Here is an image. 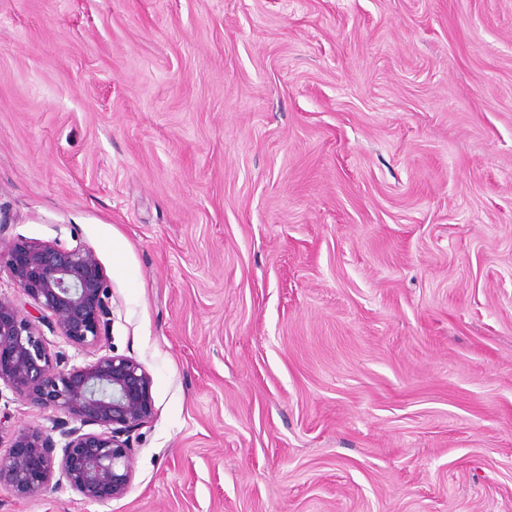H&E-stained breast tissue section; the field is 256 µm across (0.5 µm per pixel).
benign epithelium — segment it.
Instances as JSON below:
<instances>
[{
	"instance_id": "benign-epithelium-1",
	"label": "benign epithelium",
	"mask_w": 512,
	"mask_h": 512,
	"mask_svg": "<svg viewBox=\"0 0 512 512\" xmlns=\"http://www.w3.org/2000/svg\"><path fill=\"white\" fill-rule=\"evenodd\" d=\"M5 254L25 301L0 296V384L55 413L53 428L64 444L56 448L41 429L13 430L8 452L0 454V489L29 497L56 479L91 502L119 499L133 481L132 434L154 418L152 378L136 360L114 354L62 370L42 330L100 349L112 323L106 270L94 249L59 240L17 239Z\"/></svg>"
}]
</instances>
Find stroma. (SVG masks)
Listing matches in <instances>:
<instances>
[{
    "label": "stroma",
    "mask_w": 512,
    "mask_h": 512,
    "mask_svg": "<svg viewBox=\"0 0 512 512\" xmlns=\"http://www.w3.org/2000/svg\"><path fill=\"white\" fill-rule=\"evenodd\" d=\"M18 238L96 251L155 416L0 512H512V0H0Z\"/></svg>",
    "instance_id": "35a3bbf8"
}]
</instances>
